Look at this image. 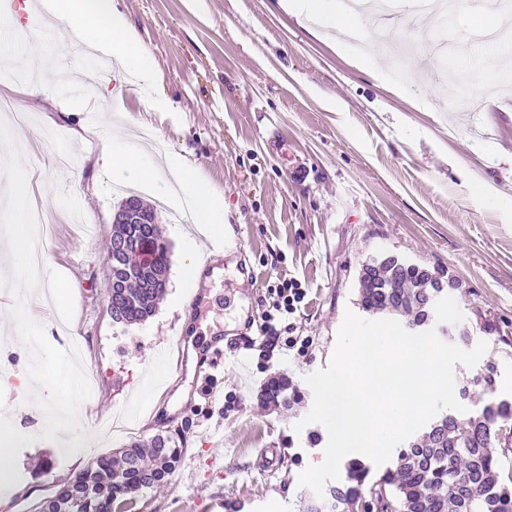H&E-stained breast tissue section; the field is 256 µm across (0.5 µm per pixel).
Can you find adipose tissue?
I'll return each instance as SVG.
<instances>
[{
  "instance_id": "ef3b65f1",
  "label": "adipose tissue",
  "mask_w": 512,
  "mask_h": 512,
  "mask_svg": "<svg viewBox=\"0 0 512 512\" xmlns=\"http://www.w3.org/2000/svg\"><path fill=\"white\" fill-rule=\"evenodd\" d=\"M283 8L296 18L312 15L325 17L334 26L356 30L362 39L373 40L374 32L367 15L349 18L329 9V0H283ZM42 14L64 22L75 36L88 46L113 57L123 71L134 74L140 83L153 85L156 78L154 59L115 0H40ZM101 168L113 172L137 170L141 180L155 184L160 180L156 167L138 153L114 140L104 141L96 157ZM169 171L178 177L183 196L189 200L196 223L221 226L224 222V198L200 183L192 167L171 158Z\"/></svg>"
}]
</instances>
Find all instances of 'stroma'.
I'll list each match as a JSON object with an SVG mask.
<instances>
[{
  "label": "stroma",
  "mask_w": 512,
  "mask_h": 512,
  "mask_svg": "<svg viewBox=\"0 0 512 512\" xmlns=\"http://www.w3.org/2000/svg\"><path fill=\"white\" fill-rule=\"evenodd\" d=\"M116 6L154 57V85L97 77L91 58L31 19L28 0H9L0 8V98L31 118L11 131L27 139L28 193L53 223L47 270L67 285L61 301L29 295L26 310L52 344L79 341L84 371L98 382L79 410L82 431L95 433L99 414L129 413L130 431L97 435L101 455L183 432L175 471L144 491L140 512H307L317 496L299 476L321 463L328 434L303 422L313 402L304 377L326 367L345 313L359 312V274L373 256L392 253L460 281L434 325L449 343L467 332L466 350L486 342L495 396L512 401V69L489 70L477 95L449 82L485 54L472 21L489 0H466L440 44L432 24L394 13L392 37L407 49L398 64L384 55L361 63L337 29L300 23L280 0ZM30 19L47 65L65 71V87L48 97L17 91L27 39L16 25ZM101 85L109 94L97 107L75 106ZM75 129L84 139L72 138ZM147 133L223 195L230 244L216 274L193 279L190 262L214 261L211 227L172 222L163 186L149 189L142 199L160 218L168 282L152 317L124 325L107 309L106 257L122 202L114 187L134 192L139 181L95 158L105 139ZM481 181L493 194L478 190ZM286 279L307 297L294 321L274 323L282 341L270 347L262 328ZM14 304L0 290V341L11 343L0 349V409L35 441L0 484V512H37L90 459L59 461V447L40 437L43 391L30 381ZM291 334L313 338L306 357L284 345ZM201 371L211 374L207 396ZM278 375L297 388L290 403L264 396Z\"/></svg>",
  "instance_id": "35a3bbf8"
}]
</instances>
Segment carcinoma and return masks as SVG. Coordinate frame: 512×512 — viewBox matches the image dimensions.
Here are the masks:
<instances>
[{
	"instance_id": "1",
	"label": "carcinoma",
	"mask_w": 512,
	"mask_h": 512,
	"mask_svg": "<svg viewBox=\"0 0 512 512\" xmlns=\"http://www.w3.org/2000/svg\"><path fill=\"white\" fill-rule=\"evenodd\" d=\"M123 245L131 271L125 287L112 295V310L124 324L140 323L154 314L168 275L167 246L157 224H117L111 246ZM149 249L151 270L138 257ZM360 306L365 311H391L418 326L431 319L448 299V289L430 269L393 254L369 258L359 279ZM488 397L495 394L494 366L472 379ZM512 420V403L490 401L466 417L452 412L398 451L395 469L366 483L365 467L349 465L344 481L328 489L323 508L345 512L363 505V512H512V486L499 480L490 452L501 427ZM182 449L170 438L157 437L152 448L132 442L122 451L103 455L64 489L79 501L78 512H139L140 495L163 485Z\"/></svg>"
}]
</instances>
